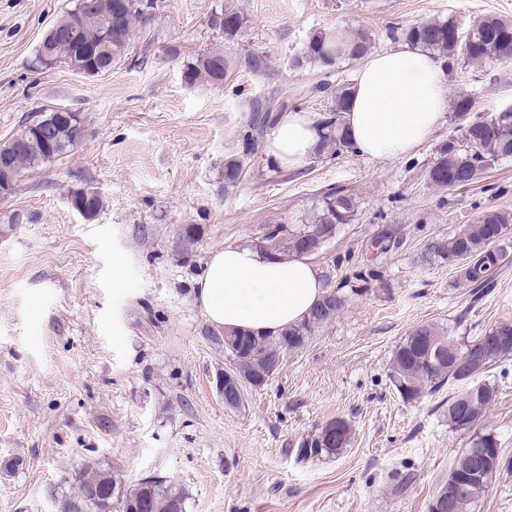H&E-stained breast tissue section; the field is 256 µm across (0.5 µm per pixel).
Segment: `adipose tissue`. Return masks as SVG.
<instances>
[{
	"mask_svg": "<svg viewBox=\"0 0 512 512\" xmlns=\"http://www.w3.org/2000/svg\"><path fill=\"white\" fill-rule=\"evenodd\" d=\"M446 109L442 60L404 43L362 60L343 121L362 155L402 157L429 138ZM318 143V126L309 113L288 112L271 134L268 155L292 167L313 154ZM326 291L308 256L284 258L228 245L210 255L196 297L216 329L274 336L306 317Z\"/></svg>",
	"mask_w": 512,
	"mask_h": 512,
	"instance_id": "adipose-tissue-1",
	"label": "adipose tissue"
}]
</instances>
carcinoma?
<instances>
[{"label":"carcinoma","mask_w":512,"mask_h":512,"mask_svg":"<svg viewBox=\"0 0 512 512\" xmlns=\"http://www.w3.org/2000/svg\"><path fill=\"white\" fill-rule=\"evenodd\" d=\"M87 2L89 0H76L74 7L61 16L58 24L64 25L76 17L79 27L69 36L54 34L45 39V43L36 50L33 67H46V63L40 61V54L46 47L51 51L54 63L67 65L73 62L81 48L90 47L95 50L93 67L105 74L125 56L136 27L150 22L141 10L142 0H133L132 9L114 19L106 7L107 0H94L92 8ZM211 25L228 40L238 39L245 32L244 17L234 9L214 14ZM460 26V20L450 14L446 18L404 28L399 38L410 45L438 53L450 70L461 63L512 62V20L495 15L476 19L469 24L470 35L465 43L455 35ZM374 45L375 37L363 29L348 34L338 29H319L310 36L305 50L293 60L292 66L330 69L345 60L363 58ZM228 70L229 61L223 53L209 52L186 61L182 78L189 85L206 82L218 86L224 83ZM349 90L348 83L336 89V115L321 122L320 153L332 150L339 154L353 149L341 119ZM287 110L288 103L284 101L253 105L249 130L242 139V156L224 162V184L233 185L242 180L245 157L263 149L266 128L275 124L279 115ZM462 136L465 140L455 148L444 142L436 147L434 159L426 172L427 180L433 185L440 188L468 186L502 160L512 158V110L498 112L493 122L482 116L468 120L462 128ZM51 137L54 142L50 145L35 135L23 143L13 136L0 142V158H4V166H0V182L13 178L18 180L26 171L36 170L72 149L68 130L57 129ZM77 202L92 211L93 218L103 209V199L97 193L85 192ZM355 209L351 195L342 191L332 192L323 200L311 224L285 239L280 237L281 229L272 230L260 241L259 249H264L265 243L273 242L279 256H312L326 241L335 237L340 225L354 220ZM511 224V211L489 209L477 222L463 225L452 236L427 242L425 259L458 266L462 282L480 292L494 282L504 258L496 244ZM345 304L346 298L340 290L330 288L301 323L284 329L276 336L237 332L235 336L241 346L233 349L226 345L224 350L240 370L258 375L269 369L267 362L278 351L302 349L319 328L339 315ZM511 356V320L498 322L484 334L466 341L425 324L414 329L394 351L393 382L401 398L407 401L416 400L425 391H434L448 382L462 385L460 392L448 400V424L457 431H470L478 426L486 407L496 396L495 386L476 383L474 378L483 374L493 361ZM334 422L342 429V437L336 444L318 445L313 439L309 441V447L298 448V456L310 459L343 452L351 442V427L342 418H336ZM511 465L512 461L504 458L493 435H478L453 461L448 477L436 492L453 499L454 512H472L501 469ZM80 481L90 494L108 483L113 485L118 496L111 499L110 512H127L125 500L143 491L150 493L153 512H186L187 509V491L171 480L146 482L140 479L122 488L111 471L88 467Z\"/></svg>","instance_id":"cac0c4a2"}]
</instances>
